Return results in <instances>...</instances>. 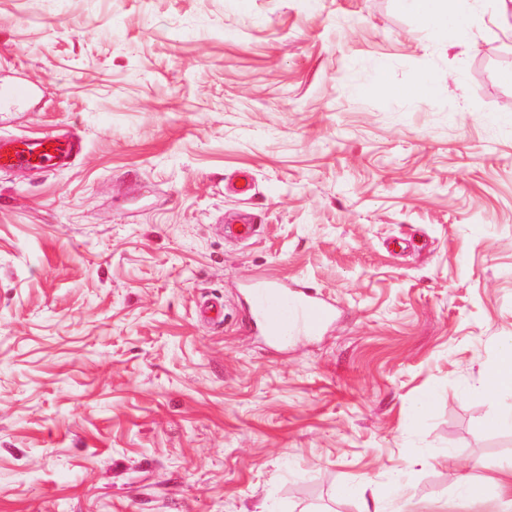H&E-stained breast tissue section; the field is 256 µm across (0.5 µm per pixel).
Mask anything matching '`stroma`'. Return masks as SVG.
<instances>
[{"label":"stroma","mask_w":512,"mask_h":512,"mask_svg":"<svg viewBox=\"0 0 512 512\" xmlns=\"http://www.w3.org/2000/svg\"><path fill=\"white\" fill-rule=\"evenodd\" d=\"M380 70L440 89L361 95ZM511 71L512 0L461 44L395 0H0V85L35 88L0 138L79 144L0 171V512H493ZM269 281L329 320L274 343Z\"/></svg>","instance_id":"35a3bbf8"}]
</instances>
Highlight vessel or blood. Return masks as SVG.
Masks as SVG:
<instances>
[{
    "label": "vessel or blood",
    "mask_w": 512,
    "mask_h": 512,
    "mask_svg": "<svg viewBox=\"0 0 512 512\" xmlns=\"http://www.w3.org/2000/svg\"><path fill=\"white\" fill-rule=\"evenodd\" d=\"M69 148L53 137L0 142V169L24 165L51 169L69 157ZM251 305L268 334L284 340L314 334L330 315L329 307L306 293H291L274 284H260L251 291Z\"/></svg>",
    "instance_id": "obj_1"
}]
</instances>
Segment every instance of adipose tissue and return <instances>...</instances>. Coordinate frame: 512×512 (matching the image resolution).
Wrapping results in <instances>:
<instances>
[{"label":"adipose tissue","instance_id":"obj_1","mask_svg":"<svg viewBox=\"0 0 512 512\" xmlns=\"http://www.w3.org/2000/svg\"><path fill=\"white\" fill-rule=\"evenodd\" d=\"M402 10L413 13L432 39L444 42L449 34L468 37L481 0H398ZM438 83L432 73L418 75L414 83L402 88L392 86L384 73H376L364 88L365 94L384 97H403L416 100L434 95Z\"/></svg>","mask_w":512,"mask_h":512}]
</instances>
